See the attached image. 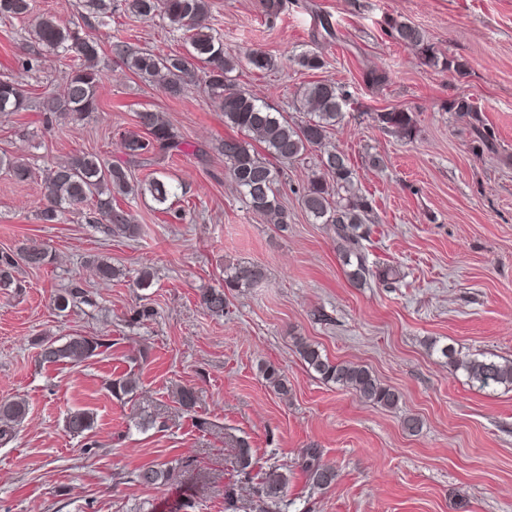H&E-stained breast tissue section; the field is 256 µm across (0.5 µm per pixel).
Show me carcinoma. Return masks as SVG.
<instances>
[{
    "label": "carcinoma",
    "mask_w": 512,
    "mask_h": 512,
    "mask_svg": "<svg viewBox=\"0 0 512 512\" xmlns=\"http://www.w3.org/2000/svg\"><path fill=\"white\" fill-rule=\"evenodd\" d=\"M86 7L98 24L112 13V0H87ZM30 0H0V19H12L30 12ZM125 11L135 17L160 14L169 26L187 33L188 50L185 55H160L148 50L133 51L123 41L112 45L111 53L141 77L157 83L170 97L180 99L202 81L220 111L224 123L245 135L239 139L228 137L220 151L228 164L229 176L240 188L246 206L262 215L276 217L277 224L288 223V212L280 201L278 184L282 176L279 165L302 160L308 152L321 147L331 130L344 117L349 95L333 83L317 80L308 83L299 93L298 111L302 119L295 120L282 112H274L268 105L231 84L230 74L239 65V59L224 51L221 38L206 24L210 12L209 0H125ZM389 34L398 43L420 54L424 63L440 66L462 75L466 64L455 59L440 60L424 32L416 25L394 19L389 23ZM34 47L21 62L27 72L41 66V51L57 54L69 69V78L63 96L50 98L45 111L50 115L68 114L75 120L98 111L97 88L104 76L100 66L103 52L99 44L86 35L82 27L63 26L51 17H41L30 33ZM204 64L202 77H197L190 59ZM246 63L257 70L273 66L272 59L259 51L244 56ZM299 66L308 71L322 69L325 62L314 51L294 56ZM28 99L19 82L0 79V112H20L27 109ZM448 111L467 120L474 138L471 150L475 155L490 148L491 132L485 128L481 109L466 95L448 101ZM137 130L124 135L125 154L134 161L145 154H166L180 146L178 134L158 113L144 110L136 113ZM377 120L388 129L406 137L413 135L414 120L409 112L393 109L377 113ZM0 166L12 171L20 181L28 179V164L6 155L0 156ZM320 174L309 180L301 195V206L316 224H330L334 228L346 274L357 287L376 277L389 279V273L375 271L368 264L363 240L368 235L366 224L373 211L371 200L361 193L355 181V172L349 156L337 149L328 150L319 157ZM46 204L39 219L54 224L68 209L84 211L85 222L103 225L104 233L113 237L133 238L137 225L130 223L126 212L117 203L116 195H129L138 190L147 191L155 204L169 210L167 203L175 196L174 187L161 178L152 176L144 183H131L128 169L120 164H106L93 155L75 153L62 164L45 170ZM48 250L41 245L24 246L18 253L0 252V288L17 286L14 272L19 264L40 268L49 263ZM265 277L258 266H236L224 275V285L210 288L200 295V305L212 316H224L226 293L258 285ZM98 336L74 334L64 342L46 336L40 343L38 357L43 364L63 365L92 358L104 347ZM297 351L307 365L326 383H333L353 391L362 400L392 408L399 401L398 393L382 384L366 367L349 362H334L318 346L304 340L296 341ZM448 363L463 371L467 380L479 388L504 386L512 388V360L461 357L451 347L441 350ZM263 378L279 394L288 392L287 381L280 370L265 367ZM139 378L128 373L108 385L109 392L122 399L136 391ZM27 416L26 403L21 399L0 401V445L13 440ZM94 413L78 409L65 422L66 432L80 437L94 427ZM303 469L310 488L323 490L336 480V471L317 461V449L308 448L303 454ZM176 467L166 463L134 472L131 480L141 485H166L173 480ZM288 481L273 468L256 487L259 512H286Z\"/></svg>",
    "instance_id": "obj_1"
}]
</instances>
